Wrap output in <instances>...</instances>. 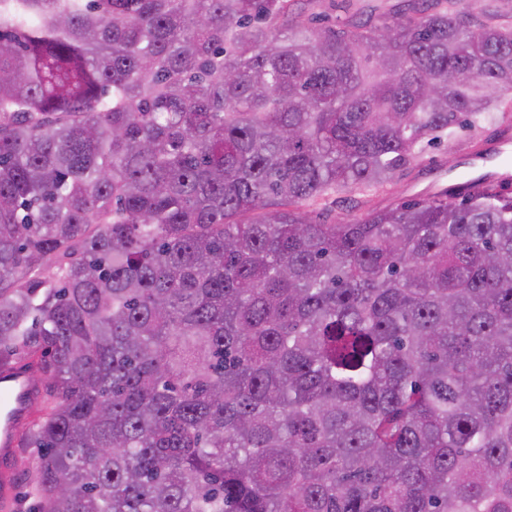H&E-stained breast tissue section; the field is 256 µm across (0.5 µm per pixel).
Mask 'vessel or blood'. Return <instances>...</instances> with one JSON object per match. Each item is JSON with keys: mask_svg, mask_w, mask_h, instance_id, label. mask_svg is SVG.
<instances>
[{"mask_svg": "<svg viewBox=\"0 0 512 512\" xmlns=\"http://www.w3.org/2000/svg\"><path fill=\"white\" fill-rule=\"evenodd\" d=\"M40 384L22 366L0 370V498L13 493L20 432L33 416Z\"/></svg>", "mask_w": 512, "mask_h": 512, "instance_id": "b4317fda", "label": "vessel or blood"}]
</instances>
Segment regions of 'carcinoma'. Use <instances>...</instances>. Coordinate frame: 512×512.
I'll use <instances>...</instances> for the list:
<instances>
[{
  "label": "carcinoma",
  "mask_w": 512,
  "mask_h": 512,
  "mask_svg": "<svg viewBox=\"0 0 512 512\" xmlns=\"http://www.w3.org/2000/svg\"><path fill=\"white\" fill-rule=\"evenodd\" d=\"M0 0V368L34 512H512V0ZM474 140L475 135L468 129L457 130L452 140L444 139L440 143L427 146L404 176L387 189L364 196L341 195L336 205L332 204L333 215L345 217L367 209L392 207L402 201L428 195L434 183L448 188V185L460 182L461 175L467 171L475 176L481 175L479 173L482 170L490 169L492 166L499 170L498 163L485 161H477L475 168H469L471 165L468 164L456 166L459 162L466 161L467 156L473 152L470 149H473ZM40 384L21 365L0 372V493L10 500V509L0 512L33 511V496L37 448H21L13 490L15 461L19 434L31 421L39 396ZM7 424L2 426V421ZM9 422V423H8Z\"/></svg>",
  "instance_id": "carcinoma-1"
}]
</instances>
